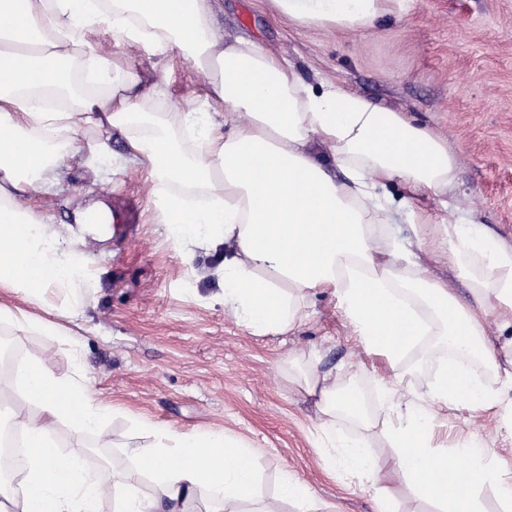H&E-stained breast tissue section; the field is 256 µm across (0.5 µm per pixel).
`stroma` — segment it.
<instances>
[{
	"mask_svg": "<svg viewBox=\"0 0 512 512\" xmlns=\"http://www.w3.org/2000/svg\"><path fill=\"white\" fill-rule=\"evenodd\" d=\"M217 24L286 57L306 83L336 84L434 129L459 155L456 204L422 199L437 219L476 210L481 223L512 243V0H407L403 12L373 28L339 30L300 25L270 0H221ZM133 69L152 90L146 111L179 117L205 105L203 77L178 53L136 54ZM83 137L64 179L69 197L42 188L36 213L70 223L76 205L105 203L124 220L120 236H105L83 262L87 306L68 322L69 340L0 323L22 357L39 353L55 373L85 375L95 397L112 408L106 457L131 461L124 449L143 443L140 422L179 431L214 427L257 448L258 494L282 498L284 512H377L373 490L333 459L313 397L296 385L317 372L356 383L367 415L342 416L336 426L363 438L376 460L393 450L387 432L396 417L384 387L390 368L366 350L334 297L316 295L306 316L281 335L258 336L224 306L223 258L205 246H181L156 219L143 170L123 167L121 135L112 152L93 155ZM438 364L425 347L404 360V399L428 404ZM433 444L454 449L477 437L495 440L496 456L512 466V435L502 415L465 405L440 413ZM311 490L309 501L283 499V477Z\"/></svg>",
	"mask_w": 512,
	"mask_h": 512,
	"instance_id": "obj_1",
	"label": "stroma"
}]
</instances>
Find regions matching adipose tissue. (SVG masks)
Segmentation results:
<instances>
[{"label": "adipose tissue", "mask_w": 512, "mask_h": 512, "mask_svg": "<svg viewBox=\"0 0 512 512\" xmlns=\"http://www.w3.org/2000/svg\"><path fill=\"white\" fill-rule=\"evenodd\" d=\"M271 2L290 20L355 30L402 12L406 0ZM92 33L128 51L182 52L206 77L208 111L183 113L175 128L141 110L143 76L94 46ZM116 129L147 171L174 239L222 248L224 303L253 333L290 331L306 301L327 291L395 381L403 358L435 339L443 372L429 406L397 402L390 462L375 460L362 440L341 441L342 467L367 478L377 512H396L397 486L437 512H482L477 492L488 486L512 512V468L491 442L450 452L433 446L438 409L460 403L499 409L512 434V244L475 218L439 223L414 207L415 197L456 185L458 159L439 134L336 86L305 83L255 41H225L215 0H0V293L41 307L48 287L73 288L79 253L112 212L102 204L76 209L60 234L30 208L29 194L44 184L68 191L62 169L80 135L94 131L92 150L103 154ZM394 181L407 191L397 200L387 191ZM401 223L414 236L396 248L384 228ZM441 258L467 298L431 277L430 263ZM21 384L41 412L10 416L28 453L19 483L0 484V512H99L106 496L114 512H186L201 492L211 512H282L279 499L258 496L255 450L221 429L151 426L150 441L128 451L134 467L104 483L53 439L67 421L108 446L110 410L87 378L57 375L35 354ZM298 386L317 396L328 432L337 413L360 409L358 391L337 389L335 375L312 374ZM145 478L152 494L140 490Z\"/></svg>", "instance_id": "adipose-tissue-1"}]
</instances>
